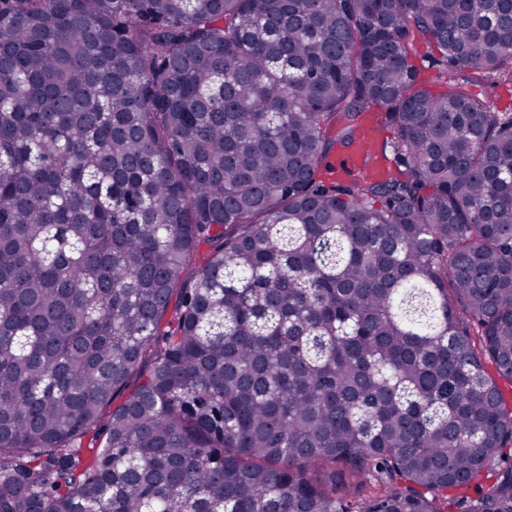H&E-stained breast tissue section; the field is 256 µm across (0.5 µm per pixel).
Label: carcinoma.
I'll return each instance as SVG.
<instances>
[{
  "label": "carcinoma",
  "mask_w": 512,
  "mask_h": 512,
  "mask_svg": "<svg viewBox=\"0 0 512 512\" xmlns=\"http://www.w3.org/2000/svg\"><path fill=\"white\" fill-rule=\"evenodd\" d=\"M487 82L512 0H0V512H512ZM409 41L412 49V60L421 74L433 81L431 88L433 91H443L442 83L446 66L441 62L442 58L439 53L430 45L422 35L413 31L410 33ZM441 75L442 78H437ZM369 116H372L377 124L381 148L383 145L385 146V155L391 162L392 166H394V134L387 126L385 113L382 109L375 107L361 116L362 124ZM376 142V128L373 126L362 127L360 140L348 148L342 161L350 169H360L367 154H377L375 152ZM345 149H342V147H339L338 145L333 146L331 151L327 154L326 158L322 162L321 166V180L326 181L327 183L334 182V183H346L354 178L360 176L361 174L355 173L353 175L344 176V177H336V174H332L333 169L336 167V162L338 159L342 156ZM328 166V170H325L324 166Z\"/></svg>",
  "instance_id": "carcinoma-1"
}]
</instances>
